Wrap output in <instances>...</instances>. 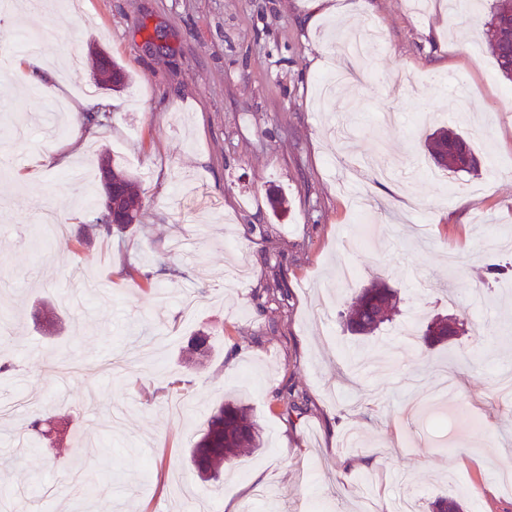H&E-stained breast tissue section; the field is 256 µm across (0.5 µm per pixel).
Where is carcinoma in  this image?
Returning <instances> with one entry per match:
<instances>
[{"mask_svg": "<svg viewBox=\"0 0 512 512\" xmlns=\"http://www.w3.org/2000/svg\"><path fill=\"white\" fill-rule=\"evenodd\" d=\"M512 20V0H498L484 32L486 47L495 59L501 76L512 82V29L502 28V22ZM426 147L434 163L445 170L478 172L479 158L470 139L452 128H439L426 138ZM120 182V193L112 199L114 210L128 217L125 224L109 223L106 205L97 207L95 226L106 235L123 232L138 221V193L130 176L122 169L115 170ZM396 292L382 282H373L360 289L352 298L344 314V326L352 335L369 336L389 320L397 307ZM456 335L451 319L438 317L428 325L423 343L432 346ZM210 347L205 335L192 339L186 350V361L202 362L209 356ZM260 445V431L251 419L249 409L229 401L219 406L207 420V427L191 450V459L202 474L214 480L220 476L219 468L227 462L246 456Z\"/></svg>", "mask_w": 512, "mask_h": 512, "instance_id": "cac0c4a2", "label": "carcinoma"}]
</instances>
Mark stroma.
I'll return each instance as SVG.
<instances>
[{
  "label": "stroma",
  "instance_id": "stroma-1",
  "mask_svg": "<svg viewBox=\"0 0 512 512\" xmlns=\"http://www.w3.org/2000/svg\"><path fill=\"white\" fill-rule=\"evenodd\" d=\"M406 2L85 0L76 25L20 0L0 11V133L67 105L63 135L11 141L0 168V512H391L400 498L431 512L441 496L512 512L498 480L512 397L497 385L512 372V288L480 282L512 266L492 244L512 232V82L482 38L494 0ZM51 24L64 37L41 54L59 80L37 93L20 34ZM155 26L162 54L145 48ZM375 29L382 43L344 54ZM95 45L128 81L86 99ZM87 104L107 127H83ZM442 126L471 137L481 175L421 173ZM106 153L141 201L138 224L108 239L92 223ZM374 281L398 313L351 335L341 313ZM444 316L459 334L425 346ZM200 333L212 354L191 366ZM288 392L303 408L286 415ZM228 400L261 445L205 481L189 450ZM442 412L447 431L427 434ZM37 418L54 449L26 444Z\"/></svg>",
  "mask_w": 512,
  "mask_h": 512
}]
</instances>
